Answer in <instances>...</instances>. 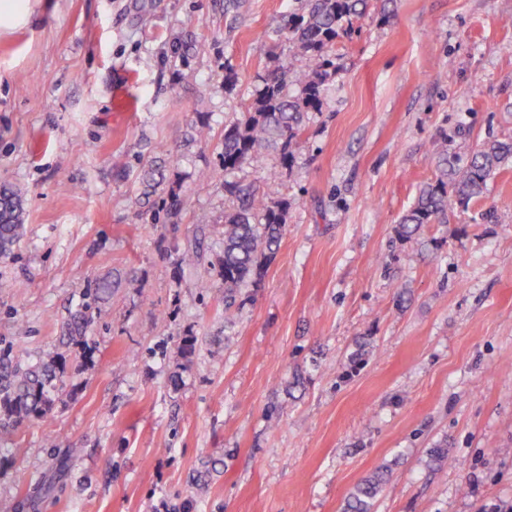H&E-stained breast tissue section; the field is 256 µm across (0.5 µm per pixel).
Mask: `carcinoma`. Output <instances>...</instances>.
Returning a JSON list of instances; mask_svg holds the SVG:
<instances>
[{"mask_svg": "<svg viewBox=\"0 0 512 512\" xmlns=\"http://www.w3.org/2000/svg\"><path fill=\"white\" fill-rule=\"evenodd\" d=\"M367 0H305L274 31L288 45L284 63L267 72L240 117L224 125V172L232 174L261 159L263 149L280 151L283 164L293 161L306 119L325 104L327 84L340 70L336 39L348 32L352 18L363 13ZM512 162V139H491L460 154L443 149L435 180L420 188L413 206L400 220V236L416 239L420 231L440 223L448 209L466 208L482 197L488 183ZM226 191L236 199L224 212L223 249L218 275L224 284V308L237 293L261 275L272 261L288 224V203L270 202L248 184L229 182ZM26 233L21 190L0 183V258L10 256ZM112 279L87 282L83 302L64 323L63 339L82 342L88 325L112 295ZM61 354L52 352L35 363L10 344L0 346V439L14 435L32 417H48L63 390ZM388 481L381 467L358 484L344 512H372L374 501Z\"/></svg>", "mask_w": 512, "mask_h": 512, "instance_id": "1", "label": "carcinoma"}]
</instances>
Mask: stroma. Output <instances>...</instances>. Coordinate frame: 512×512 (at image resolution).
<instances>
[{
  "label": "stroma",
  "instance_id": "35a3bbf8",
  "mask_svg": "<svg viewBox=\"0 0 512 512\" xmlns=\"http://www.w3.org/2000/svg\"><path fill=\"white\" fill-rule=\"evenodd\" d=\"M301 6L34 0L0 34V182L28 226L0 258V340L66 358L52 414L0 439V512H343L381 466L373 512H512V167L426 229L441 246L398 232L443 147L512 136V0H370L293 166L241 173L288 204L275 258L232 307L201 285L232 204L224 123ZM106 274L85 346L62 344ZM112 279L103 276L94 281H88L83 288V302L74 314L64 323L62 343L64 340L72 343L84 342L88 325L99 314L101 306L112 295Z\"/></svg>",
  "mask_w": 512,
  "mask_h": 512
}]
</instances>
